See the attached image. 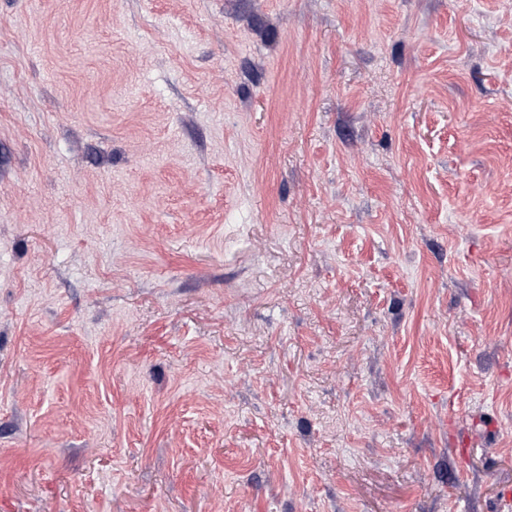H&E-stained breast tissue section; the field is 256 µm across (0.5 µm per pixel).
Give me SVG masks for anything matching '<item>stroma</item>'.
Returning <instances> with one entry per match:
<instances>
[{
	"mask_svg": "<svg viewBox=\"0 0 512 512\" xmlns=\"http://www.w3.org/2000/svg\"><path fill=\"white\" fill-rule=\"evenodd\" d=\"M0 512H512V0H0Z\"/></svg>",
	"mask_w": 512,
	"mask_h": 512,
	"instance_id": "1",
	"label": "stroma"
}]
</instances>
